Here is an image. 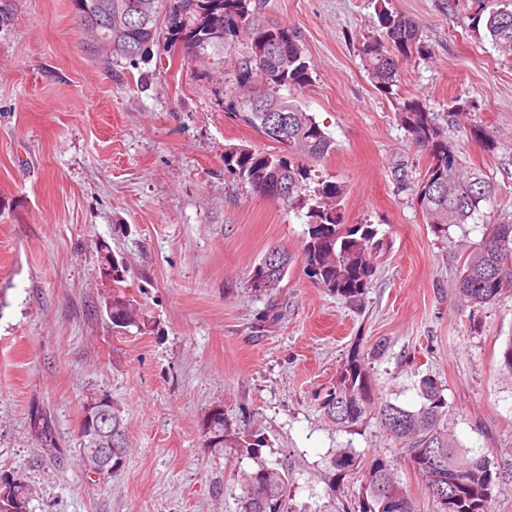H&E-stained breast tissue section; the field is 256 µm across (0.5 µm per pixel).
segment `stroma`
<instances>
[{"mask_svg": "<svg viewBox=\"0 0 512 512\" xmlns=\"http://www.w3.org/2000/svg\"><path fill=\"white\" fill-rule=\"evenodd\" d=\"M413 18L421 50L381 93L359 50L378 0H263L267 20L293 28L313 66L295 91L335 142L308 187L336 181L347 224L374 225L383 250L361 305L308 279L301 261L279 288L251 275L272 247L300 254L307 206L254 194L224 155L277 145L227 105L238 50L191 62L159 39L136 60L90 51L70 0H0V485L23 484L27 512H237L257 461L290 475L288 512H358L362 467L392 461L417 512H435L405 449L375 423L337 429L319 402L353 350L381 393L416 408L434 375L448 426L496 476L492 512H512V292L471 307L455 293L460 254L486 223L512 221V62L501 58L473 0H388ZM414 97L448 126L495 189L475 220L439 238L399 178L424 171L397 112ZM482 130L491 148L469 140ZM137 323L113 329L115 289ZM108 395L130 453L109 480L77 456L82 406ZM229 429L265 440L257 459L209 443ZM46 415L55 447L31 428ZM353 445L360 467L335 470Z\"/></svg>", "mask_w": 512, "mask_h": 512, "instance_id": "1", "label": "stroma"}]
</instances>
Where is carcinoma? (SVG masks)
I'll return each instance as SVG.
<instances>
[{
    "label": "carcinoma",
    "mask_w": 512,
    "mask_h": 512,
    "mask_svg": "<svg viewBox=\"0 0 512 512\" xmlns=\"http://www.w3.org/2000/svg\"><path fill=\"white\" fill-rule=\"evenodd\" d=\"M139 0H71L80 28L96 27L106 32L107 14L126 11L130 33L112 43V52L135 59L166 28L169 45L179 47L183 57H209L240 43L246 51L237 58L228 91L230 107L242 111L245 122L269 140L282 145L266 152L236 148L224 156V166L257 195L290 208L298 205L303 182L309 173L300 160L320 161L334 151L335 143L319 122L280 90H297L311 81V61L300 36L286 26L262 18V0H147L150 10L136 9ZM476 21L483 23L495 49L512 57V0H477ZM377 34L360 49L369 74L386 95L399 92V62L420 47L416 21L385 6L378 11ZM271 50L257 54L256 46ZM398 117L408 136L425 151L427 169L412 188V196L425 223L434 233L448 236V227L467 224L488 202L493 188L482 169L464 164L462 152L448 140V130L438 114L416 98L402 101ZM344 188L323 180L314 190L308 208L306 240L302 247V271L328 292L350 302H360L371 288L376 273L378 230L372 224L343 222ZM292 263L284 248L269 250L253 268L251 286L279 287ZM512 291V221L492 222L484 227L481 241L467 250L456 282L459 301L484 306ZM112 325L133 324L131 303L122 295L109 307ZM420 407L409 409L382 397L364 366V357L353 353L320 401L325 418L348 432L374 420L395 445L409 451L410 462L436 503L437 512H492L495 477L484 456L469 454L448 430V400L444 388L431 374L418 379ZM207 435L215 444L231 443L240 455L256 457L264 439L249 432L230 433L223 414L210 416ZM112 448L115 458L128 450L123 419L112 416ZM338 471L358 464L356 450L338 448L332 456ZM453 486L451 496H440L438 487ZM6 503L0 512H26L24 487L19 483L0 486ZM288 471L264 462L244 473L238 512H288ZM359 512H416L413 500L396 475L391 461L378 458L363 474Z\"/></svg>",
    "instance_id": "cac0c4a2"
}]
</instances>
